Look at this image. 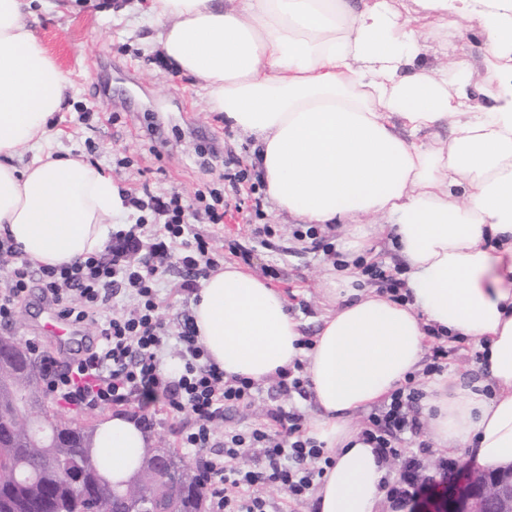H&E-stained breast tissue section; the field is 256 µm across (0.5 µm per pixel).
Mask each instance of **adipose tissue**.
Segmentation results:
<instances>
[{"instance_id": "ef3b65f1", "label": "adipose tissue", "mask_w": 512, "mask_h": 512, "mask_svg": "<svg viewBox=\"0 0 512 512\" xmlns=\"http://www.w3.org/2000/svg\"><path fill=\"white\" fill-rule=\"evenodd\" d=\"M53 0H0V235L33 266L103 250L124 191L105 169L48 145L71 84L34 25ZM153 39L212 112L252 134L275 206L305 224H353L366 256L382 220L406 270L403 298L350 289L310 347L286 296L239 265L204 278L192 317L225 376L264 382L305 364L308 436L335 454L317 512H375L388 464L356 413L420 368L433 334L474 339L485 383L434 379L428 427L478 470L512 467V0H146ZM483 41L469 52L475 36ZM439 47L427 58L428 42ZM450 126V137L416 142ZM34 158L18 163L21 150ZM105 473L127 480L147 434L121 415L97 427Z\"/></svg>"}]
</instances>
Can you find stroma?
<instances>
[{
    "mask_svg": "<svg viewBox=\"0 0 512 512\" xmlns=\"http://www.w3.org/2000/svg\"><path fill=\"white\" fill-rule=\"evenodd\" d=\"M124 2L128 11L123 15L112 12L110 0H95L75 12L40 14L36 33L73 87L64 111L54 117L50 146L109 171L126 192L175 190L186 204H194L197 189L224 186L230 159L250 166L254 139L210 112L195 81L148 42L152 29L137 0ZM255 213L261 223L277 226L272 245L251 234L246 218ZM188 222L211 240L218 262H243L258 276L276 268L272 288L285 294L306 336H315L330 308L325 290L333 261L294 238L295 219L277 211L264 191L241 188L225 207L223 223H207L200 215L189 216ZM43 308L39 290H32L10 325H0V336L36 344L63 361L82 353L83 345L64 346L41 334ZM441 458L433 449L423 455L420 474L431 478L437 491L408 503L403 512H444L449 487H462V480L450 483L440 476Z\"/></svg>",
    "mask_w": 512,
    "mask_h": 512,
    "instance_id": "stroma-1",
    "label": "stroma"
}]
</instances>
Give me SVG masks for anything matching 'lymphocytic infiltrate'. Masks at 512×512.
I'll return each instance as SVG.
<instances>
[{
	"label": "lymphocytic infiltrate",
	"mask_w": 512,
	"mask_h": 512,
	"mask_svg": "<svg viewBox=\"0 0 512 512\" xmlns=\"http://www.w3.org/2000/svg\"><path fill=\"white\" fill-rule=\"evenodd\" d=\"M149 206L150 214L163 216V223H150L149 215H142L136 223L119 225L104 252L69 266L32 267L11 240L0 239V266L9 269L0 284V323H10L19 304L37 288L72 322L93 325L95 347L66 364L41 355L47 392L76 410L130 404L144 409L158 399L170 412L190 414L193 425L180 446L195 458L210 512H269V500L255 491L259 485L276 486L295 502L306 500L333 459L302 431L303 416L294 403L295 397L307 395L302 363L276 377L286 401L269 409L262 423L223 428L225 411L253 406L262 387L244 377H225L208 362L191 315H183L173 327L160 317L158 291L172 272H179L182 288L191 291L216 261L209 240L190 234L179 192L151 197ZM143 232L154 238L146 250L139 238ZM171 240L180 243L181 253L168 263L163 256ZM172 343L178 346L182 367L170 376L160 362ZM424 397L415 377H408L369 413L361 429L365 442L385 460L402 462L399 479L386 484V498L396 512L426 489L418 480L419 457L401 456L399 450L402 441L419 439L423 432ZM219 436L223 453L202 456V449Z\"/></svg>",
	"instance_id": "f902f5d3"
}]
</instances>
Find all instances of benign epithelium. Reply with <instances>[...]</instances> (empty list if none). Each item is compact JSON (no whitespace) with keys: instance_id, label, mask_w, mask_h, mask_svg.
Listing matches in <instances>:
<instances>
[{"instance_id":"obj_1","label":"benign epithelium","mask_w":512,"mask_h":512,"mask_svg":"<svg viewBox=\"0 0 512 512\" xmlns=\"http://www.w3.org/2000/svg\"><path fill=\"white\" fill-rule=\"evenodd\" d=\"M8 367L15 379L35 383L36 367L25 349L13 338H0V366ZM29 426L28 442L53 444L54 434L46 424L41 406L19 399ZM150 467L135 474L112 490L120 504H112V512H166L162 503L174 500L185 480V470L179 460L162 448H153ZM467 481L461 491L448 502L447 512H512V468L496 474L483 473L469 465Z\"/></svg>"}]
</instances>
